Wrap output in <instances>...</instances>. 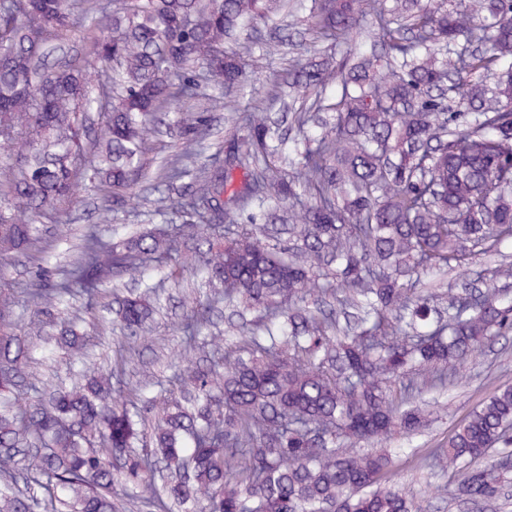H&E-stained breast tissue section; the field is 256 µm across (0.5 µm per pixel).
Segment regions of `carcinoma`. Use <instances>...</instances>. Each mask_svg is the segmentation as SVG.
<instances>
[{
	"instance_id": "obj_1",
	"label": "carcinoma",
	"mask_w": 512,
	"mask_h": 512,
	"mask_svg": "<svg viewBox=\"0 0 512 512\" xmlns=\"http://www.w3.org/2000/svg\"><path fill=\"white\" fill-rule=\"evenodd\" d=\"M286 7L0 0V147L11 160L0 255L35 246L38 219L86 184L112 190L114 207L153 199L181 218L183 240L244 215L250 227L180 264L201 266L239 316L258 314L240 335L212 337L224 353L211 367L148 398L151 421L111 401V378L90 367L22 405V380L38 392L34 341L85 353L88 332L56 320L57 305L179 250L162 232L112 243L91 231L59 280L21 291L3 285L1 265L0 512H118V486L149 494L155 512H426L392 481L386 445L427 427L417 395L512 331V261L495 268L501 287L445 295L422 280L512 239V0H308L316 39L342 48L370 26L380 51L316 53L275 87L301 101L303 145L285 151L269 113L241 106L225 164L196 166L204 119L181 104L199 79L237 85L258 24ZM451 91L471 121L450 111ZM159 112L178 113L181 142L152 171ZM186 176L193 189L171 196ZM23 296L30 316L17 333ZM210 310L199 303L184 319L186 345ZM152 316L139 296L119 302L122 350ZM493 448L500 459L481 463ZM426 466L456 478V499L489 501L512 482V384Z\"/></svg>"
}]
</instances>
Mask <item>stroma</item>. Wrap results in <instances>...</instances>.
<instances>
[{
  "label": "stroma",
  "instance_id": "35a3bbf8",
  "mask_svg": "<svg viewBox=\"0 0 512 512\" xmlns=\"http://www.w3.org/2000/svg\"><path fill=\"white\" fill-rule=\"evenodd\" d=\"M301 6H294L288 25L282 32V54L275 58L264 56L262 42L253 45V62L241 87L232 91L211 84L200 85L195 99L189 100L188 108L205 107L212 98L224 101L223 108L209 110L210 135L207 145L198 158L199 164L208 165L215 159L216 148L228 136V107L233 103L251 104L270 109L282 127H289L291 119L285 116L278 101L273 100L272 91L280 82L289 62L299 60L303 42V17ZM109 209L110 222L102 223L98 215ZM177 215L160 213L151 202L134 199L120 209H113L112 200L104 193L79 190L76 200L56 215L45 219L46 230L42 240L31 251L11 254L1 262L8 267V279L15 288H33L60 277L63 268L73 258L80 237L87 225H94L98 235L116 241L133 234L147 232L162 225L177 224ZM512 257V240L500 246L499 254L478 255L465 265L449 272L443 285L457 289L463 284L479 280L490 283L493 270L500 256ZM155 284L159 297V308L154 314L149 333L141 336L135 344V353L125 367L115 368L113 350L123 334L116 324L118 304L114 295L102 293L90 300H78L74 306L86 322L102 318L111 322L109 329L92 331L88 349L101 373L112 376V394L117 400H125L126 388L141 385L152 395L171 387L174 379L186 369L205 366L217 355V349L209 337H200L195 348L185 347L180 325L198 299L212 290L206 278L197 272L175 264L155 267L151 281L139 276H125L120 289H144L146 284ZM512 350V335L496 338L486 347L480 364L460 373L454 383L444 392L427 393L433 405L429 428L413 436L397 435L393 440L394 474L396 481L425 498L428 512H512V497L500 498L490 504H473L454 499L450 490L452 478L434 474L425 469V458L431 457L442 447L453 428L468 414L470 409L490 396L502 383H512V361L503 358L502 350Z\"/></svg>",
  "mask_w": 512,
  "mask_h": 512
}]
</instances>
